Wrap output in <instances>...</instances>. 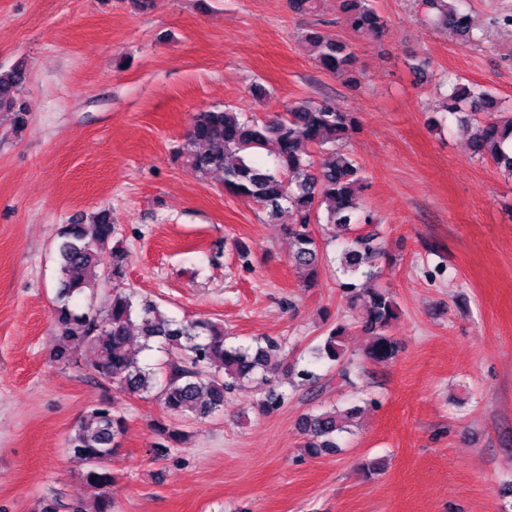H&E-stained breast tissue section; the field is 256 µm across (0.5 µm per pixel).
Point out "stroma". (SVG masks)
<instances>
[{"label": "stroma", "mask_w": 512, "mask_h": 512, "mask_svg": "<svg viewBox=\"0 0 512 512\" xmlns=\"http://www.w3.org/2000/svg\"><path fill=\"white\" fill-rule=\"evenodd\" d=\"M382 37L349 34L338 0L292 12L288 0H0V67L22 64L28 120L0 123V512H32L49 491L89 499L67 451L79 420L106 399L126 418L105 467L116 512H495L512 505V178L473 156L456 121L430 129L433 86L413 57L512 103V0H468L478 41L424 21L419 0H376ZM350 41L361 89L320 69L307 30ZM266 93L255 96L253 85ZM331 98L357 113L347 147L383 251L376 287L398 305L394 358L364 357L362 307L349 306L335 247L315 287L288 263L291 243L220 174L179 158L192 116L230 105L267 117ZM109 210L127 250L126 285L184 320L223 325L232 344L273 339L281 370L306 365L343 323L347 377L278 410L250 381L223 414L185 422L187 439L152 452L158 402L115 395L90 369L52 358L63 225ZM360 406L339 452H303L298 421ZM381 458L365 477L359 465Z\"/></svg>", "instance_id": "35a3bbf8"}]
</instances>
